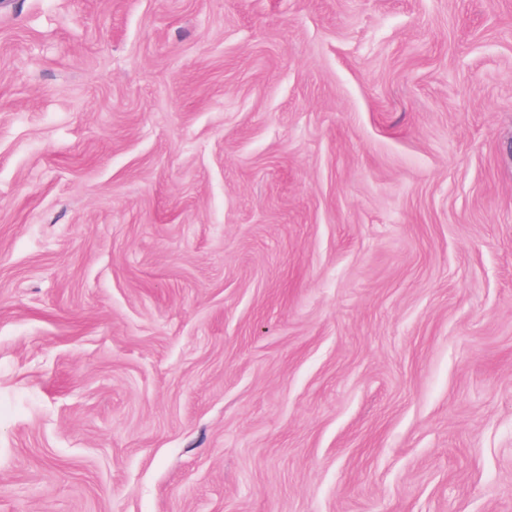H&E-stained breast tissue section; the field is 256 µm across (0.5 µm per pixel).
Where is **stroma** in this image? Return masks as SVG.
Instances as JSON below:
<instances>
[{
  "label": "stroma",
  "mask_w": 512,
  "mask_h": 512,
  "mask_svg": "<svg viewBox=\"0 0 512 512\" xmlns=\"http://www.w3.org/2000/svg\"><path fill=\"white\" fill-rule=\"evenodd\" d=\"M0 512H512V0H8Z\"/></svg>",
  "instance_id": "stroma-1"
}]
</instances>
